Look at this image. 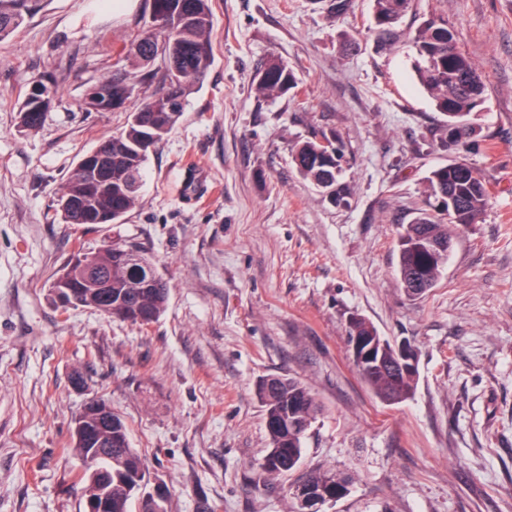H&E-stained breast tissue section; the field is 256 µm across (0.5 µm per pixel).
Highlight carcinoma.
<instances>
[{"mask_svg":"<svg viewBox=\"0 0 512 512\" xmlns=\"http://www.w3.org/2000/svg\"><path fill=\"white\" fill-rule=\"evenodd\" d=\"M210 0H151L152 15L175 17V32L152 29L138 39L130 51L139 68L158 57L165 64L162 87L130 110L125 129L99 141L92 153L103 157L97 174L90 176L84 159L69 172L60 188L56 205L65 224H119L136 205L150 153L174 128L182 116L188 96L200 83L212 55L214 25ZM379 32L378 47L395 45V27L409 12L413 0H373ZM42 0H0V40L12 35L26 17L38 11ZM415 55L412 69L418 84L432 98L437 111L447 117L448 141L467 143L473 128L469 117L485 102V86L473 61L458 46V32L440 16L430 15L412 39ZM135 73L121 70L91 86L84 99L88 111L124 109L138 95ZM296 84L294 73L280 61H271L260 71L256 90L266 97L287 93ZM56 90L49 78L30 83L18 107L19 125L25 130L41 126L53 108ZM334 135L301 141L292 150L298 173L312 184H329L331 204L345 201L347 191L336 175ZM429 209L403 227L397 240L398 274L403 288L414 294L418 288L435 287L446 261L433 246L452 245V233L476 224L486 211L490 194L481 174L464 160L433 168L427 177ZM60 277L80 286L81 307L100 311L120 320L149 324L165 311L169 286L142 247L114 241L96 253L75 255ZM112 295V306L100 301L99 291ZM377 330L365 319L355 317L348 335L370 336ZM391 344L382 350L380 361L363 370L362 380L384 402L407 400L416 376L391 371ZM269 437V449L258 463L260 475L277 477L292 470L301 458L308 430L320 407L312 393L297 379L275 375L257 387ZM112 418V428L104 426ZM74 422L97 435L100 444L87 445L72 433L73 450L84 464V499H96L98 512H133L141 500L146 478L144 462L132 448L125 421L112 406L95 399L83 406ZM310 497L322 502L341 496L346 481L317 473L302 481Z\"/></svg>","mask_w":512,"mask_h":512,"instance_id":"1","label":"carcinoma"}]
</instances>
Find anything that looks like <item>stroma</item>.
Wrapping results in <instances>:
<instances>
[{
	"instance_id": "1",
	"label": "stroma",
	"mask_w": 512,
	"mask_h": 512,
	"mask_svg": "<svg viewBox=\"0 0 512 512\" xmlns=\"http://www.w3.org/2000/svg\"><path fill=\"white\" fill-rule=\"evenodd\" d=\"M202 85L151 153L122 223L65 224L55 199L80 154L126 126L89 112L86 90L129 67L150 0H47L0 41V512H82L71 430L87 400L125 420L168 512H299L313 471L348 480L320 512H512V0H415L392 51L376 48L372 0H211ZM443 15L486 85L471 145L416 83L410 39ZM296 89L255 92L270 61ZM57 95L17 128L31 81ZM341 141L347 202L292 162L297 141ZM466 159L492 197L456 235L434 288L409 297L397 239L424 207L432 168ZM126 240L169 285L144 326L67 309L51 284L76 253ZM410 341L418 375L383 403L358 375L348 326ZM84 384H73L74 375ZM287 375L321 406L291 473L256 469L269 446L257 385Z\"/></svg>"
}]
</instances>
